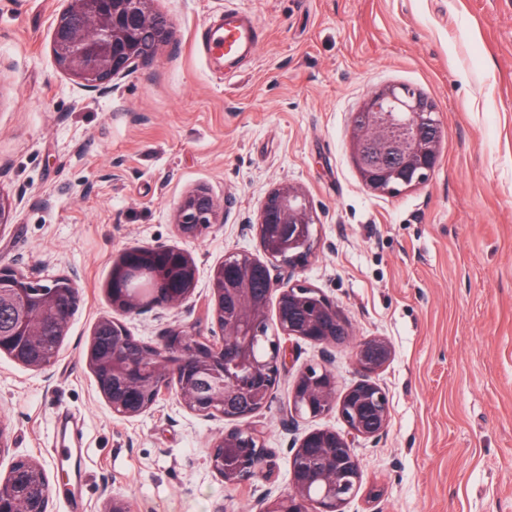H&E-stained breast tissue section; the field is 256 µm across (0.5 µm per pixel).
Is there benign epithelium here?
I'll use <instances>...</instances> for the list:
<instances>
[{
	"mask_svg": "<svg viewBox=\"0 0 512 512\" xmlns=\"http://www.w3.org/2000/svg\"><path fill=\"white\" fill-rule=\"evenodd\" d=\"M154 2L67 0L66 10L53 25L54 59L84 90H106L112 81L151 60L169 42L171 27ZM147 33L153 35V44L145 51L142 38ZM391 103L404 107L420 134L403 165L382 170L359 167L364 183L378 194L403 192L427 182L441 159L443 130L436 107L415 88L401 84L374 91L358 111L350 135L356 161H361V144L375 132V113ZM221 223L220 205L204 189L186 194L175 207L174 224L185 237ZM313 224L314 210L299 186L281 184L265 196L255 224L265 260L247 251L232 252L212 273L213 317L222 331L217 343L174 327L159 344L139 341L143 353L127 357L121 345L126 327L120 319L109 318L112 350L104 351L92 341L85 358L94 375L103 371L112 374V384L98 382L99 392L112 403V413L136 418L157 403L167 387L156 383L159 361L171 368L167 380L174 382L179 402L189 412L226 419L233 408L249 401L258 412L270 405L276 380L286 365L280 336L324 346L348 339L345 332L336 335V328L345 329L347 324L327 297L315 288L290 285L271 276L272 267H292L307 259L312 251ZM115 264L122 277L112 282V309L120 315L142 308L139 296L129 288L133 275L150 268L155 274L172 270L180 282L175 290L166 288L160 302L177 308L193 295L197 268L183 249L163 245L127 248ZM1 278L20 292L31 282L5 266L0 267ZM255 283L264 285L270 296L278 294V332L268 336L260 324L261 308L252 300ZM72 303L70 291L44 298V307L56 315L63 333ZM36 328L33 316L20 315L11 332L15 340L5 343L0 339V354L26 364L17 339L36 335ZM391 355V346L383 338L359 341L353 358L360 380L340 394L327 367H308L300 373L292 390L290 412L316 418L337 409L346 431L322 428L305 434L292 452L288 494L262 499L259 512H342L362 479L355 440L375 438L388 425L389 400L372 375ZM208 462L230 486L267 478L276 468L274 454L263 448L262 433L252 426L219 436L211 446ZM37 469L39 466L30 462L0 481V512H50L49 493L36 495L31 491Z\"/></svg>",
	"mask_w": 512,
	"mask_h": 512,
	"instance_id": "7a95c632",
	"label": "benign epithelium"
}]
</instances>
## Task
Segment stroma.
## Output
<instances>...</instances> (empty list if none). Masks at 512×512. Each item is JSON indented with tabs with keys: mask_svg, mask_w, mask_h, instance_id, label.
<instances>
[{
	"mask_svg": "<svg viewBox=\"0 0 512 512\" xmlns=\"http://www.w3.org/2000/svg\"><path fill=\"white\" fill-rule=\"evenodd\" d=\"M66 0H0V265L42 282L73 280L78 304L55 363L0 354V420L17 460L46 472L51 512H259L289 491L291 450L337 412L289 421L301 371L326 365L355 384L356 341L382 337L373 376L389 424L354 445L358 492L342 512H512V0H157L170 44L102 95L56 63L51 33ZM255 19L256 52L234 67L198 46L225 11ZM407 84L436 106L445 134L428 182L400 195L364 186L350 160L355 113L375 89ZM298 185L316 216L308 261L290 283L318 289L349 323L348 341H286L271 405L248 417L276 456L271 479L229 486L209 467L230 421L168 394L140 417L113 416L84 353L112 316L107 283L124 249L167 245L197 268L192 298L122 318L151 343L183 326L220 336L211 274L226 254L261 256L254 230L267 193ZM206 189L224 221L180 236L173 212ZM70 416L86 450L80 483L56 466Z\"/></svg>",
	"mask_w": 512,
	"mask_h": 512,
	"instance_id": "35a3bbf8",
	"label": "stroma"
}]
</instances>
